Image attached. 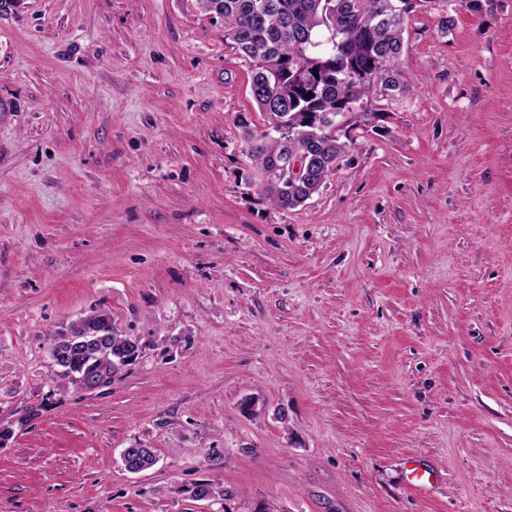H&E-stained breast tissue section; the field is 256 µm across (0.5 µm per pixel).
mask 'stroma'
Returning a JSON list of instances; mask_svg holds the SVG:
<instances>
[{
    "mask_svg": "<svg viewBox=\"0 0 512 512\" xmlns=\"http://www.w3.org/2000/svg\"><path fill=\"white\" fill-rule=\"evenodd\" d=\"M452 16L411 15L409 91L284 212L197 0H0V512H512V0ZM94 308L154 345L60 389ZM122 463L127 471L136 469L143 472L157 463V456L153 448H130ZM186 492L189 493L190 497L196 501H200V498L202 497H208V500H214L219 497L225 501L230 497L229 492L224 487L220 489L211 480H200L199 482H195L186 490Z\"/></svg>",
    "mask_w": 512,
    "mask_h": 512,
    "instance_id": "1",
    "label": "stroma"
}]
</instances>
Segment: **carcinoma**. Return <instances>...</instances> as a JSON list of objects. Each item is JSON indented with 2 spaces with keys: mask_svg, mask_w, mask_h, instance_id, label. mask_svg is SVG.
<instances>
[{
  "mask_svg": "<svg viewBox=\"0 0 512 512\" xmlns=\"http://www.w3.org/2000/svg\"><path fill=\"white\" fill-rule=\"evenodd\" d=\"M440 0H199L224 21V43L248 62L251 97L265 116L266 131L244 129L271 204L290 211L319 192L338 168L349 144L321 123L369 97L392 98L408 90L399 64L409 14ZM313 93L306 98L307 93ZM305 161L301 178L280 179L284 159ZM151 347L123 334L105 310L73 322L51 338L49 356L59 379L79 388L104 384L135 364ZM125 469L146 471L157 463L152 448H131ZM190 497L227 500L210 480L195 482Z\"/></svg>",
  "mask_w": 512,
  "mask_h": 512,
  "instance_id": "cac0c4a2",
  "label": "carcinoma"
}]
</instances>
